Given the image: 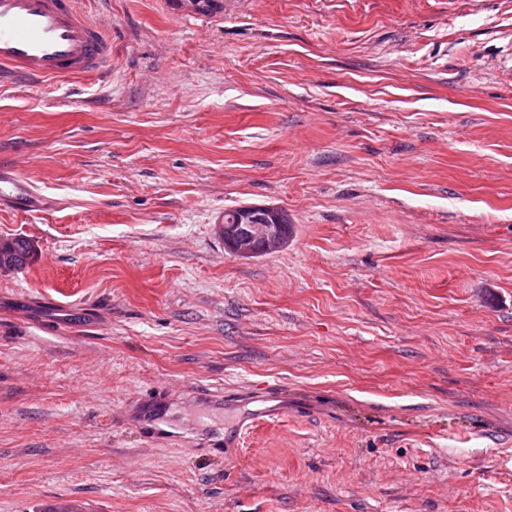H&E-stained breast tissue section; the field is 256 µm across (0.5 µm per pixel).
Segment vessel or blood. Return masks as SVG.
Returning <instances> with one entry per match:
<instances>
[{"instance_id": "1", "label": "vessel or blood", "mask_w": 512, "mask_h": 512, "mask_svg": "<svg viewBox=\"0 0 512 512\" xmlns=\"http://www.w3.org/2000/svg\"><path fill=\"white\" fill-rule=\"evenodd\" d=\"M112 64V40L76 0H0V72L39 80L96 76ZM50 200L14 165L0 163V210L35 217Z\"/></svg>"}]
</instances>
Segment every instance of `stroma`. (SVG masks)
I'll return each instance as SVG.
<instances>
[{
	"mask_svg": "<svg viewBox=\"0 0 512 512\" xmlns=\"http://www.w3.org/2000/svg\"><path fill=\"white\" fill-rule=\"evenodd\" d=\"M80 6L110 74L0 84V512H512V0ZM52 201L37 193L14 165L0 163V210L21 212L32 217L49 210ZM256 221H266L275 224H238L240 213L235 208L224 211L215 222L216 234L224 243V248L232 255L249 259L282 250L292 234V225L288 224V214L279 209H256L253 212ZM221 219V223H217ZM224 222L225 224H222ZM279 224H283L281 233ZM13 250L16 254L15 264L13 267L4 269L17 270L29 264L33 254V247L28 239L15 237L12 248L11 238H0V267L10 266L14 263Z\"/></svg>",
	"mask_w": 512,
	"mask_h": 512,
	"instance_id": "stroma-1",
	"label": "stroma"
}]
</instances>
